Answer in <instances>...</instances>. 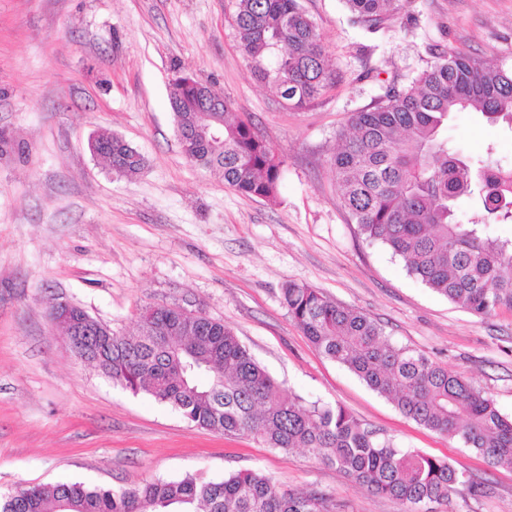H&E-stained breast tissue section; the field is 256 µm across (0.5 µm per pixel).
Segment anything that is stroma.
Wrapping results in <instances>:
<instances>
[{
  "mask_svg": "<svg viewBox=\"0 0 512 512\" xmlns=\"http://www.w3.org/2000/svg\"><path fill=\"white\" fill-rule=\"evenodd\" d=\"M335 80L308 108L283 106L238 49L235 0H0V491L79 481L133 485L259 469L318 491L332 512H401L310 456L188 422L82 362L48 317L72 303L114 333L137 332L142 306L193 305L232 329L283 389L340 405L394 447L449 461L483 483L438 512H512V469L403 416L324 357L291 320L288 283L323 291L379 322L386 340L460 373L512 416V309L480 318L410 276L361 234L330 158L351 113L404 89L437 50L512 68V0H403L383 29L352 23L345 0H301ZM209 83L283 162L276 199L237 192L184 156L172 81ZM136 147L133 178L88 141ZM468 158L494 147L512 166V131L474 112L448 118Z\"/></svg>",
  "mask_w": 512,
  "mask_h": 512,
  "instance_id": "35a3bbf8",
  "label": "stroma"
}]
</instances>
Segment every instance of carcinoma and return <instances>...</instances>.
<instances>
[{"mask_svg":"<svg viewBox=\"0 0 512 512\" xmlns=\"http://www.w3.org/2000/svg\"><path fill=\"white\" fill-rule=\"evenodd\" d=\"M401 0H346L353 22L378 29ZM238 47L258 80L293 110H303L332 83L325 47L300 0H236ZM169 104L185 154L251 197H276L283 162L229 100L191 76L172 83ZM479 112L512 128V69L486 66L457 50L434 61L407 89L350 115L339 133L331 169L342 202L367 239L400 257L409 275L477 316L512 309V237L490 227L512 223V171L492 158L476 161L451 148L445 130L453 112ZM212 124L221 142L196 130ZM97 154L127 177L142 154L116 135L94 139ZM477 198L484 219L456 220V205ZM284 304L310 343L389 398L416 423L455 438L494 466L512 467V417L463 375L427 356L397 347L365 314L340 306L321 290L290 283ZM162 328V337L152 339ZM98 368L131 392H145L201 428L241 435L287 452L303 448L346 473L403 512H435L464 487L477 499L485 487L446 460L403 451L337 405L306 404L287 394L234 332L216 320L190 323L175 307L154 304L138 333L100 336L87 349ZM210 380L202 384L197 375ZM0 512H331L318 492L281 488L258 469L219 481L194 476L120 487L82 483L20 485L0 496Z\"/></svg>","mask_w":512,"mask_h":512,"instance_id":"1","label":"carcinoma"}]
</instances>
